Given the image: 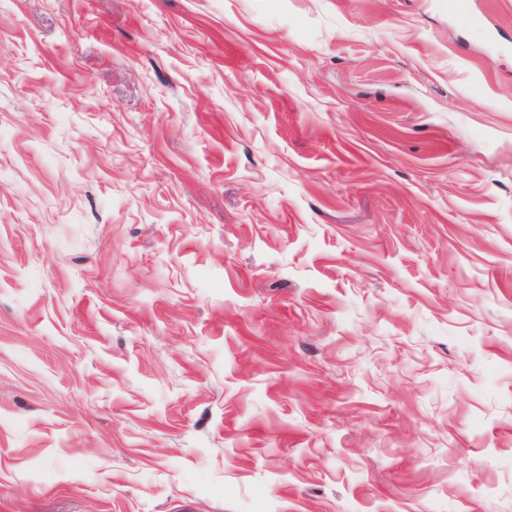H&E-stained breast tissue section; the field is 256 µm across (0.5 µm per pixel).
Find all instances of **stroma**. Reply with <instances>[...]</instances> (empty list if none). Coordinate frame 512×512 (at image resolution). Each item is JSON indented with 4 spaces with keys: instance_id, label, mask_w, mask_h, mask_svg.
I'll return each instance as SVG.
<instances>
[{
    "instance_id": "35a3bbf8",
    "label": "stroma",
    "mask_w": 512,
    "mask_h": 512,
    "mask_svg": "<svg viewBox=\"0 0 512 512\" xmlns=\"http://www.w3.org/2000/svg\"><path fill=\"white\" fill-rule=\"evenodd\" d=\"M0 512H512V0H0Z\"/></svg>"
}]
</instances>
